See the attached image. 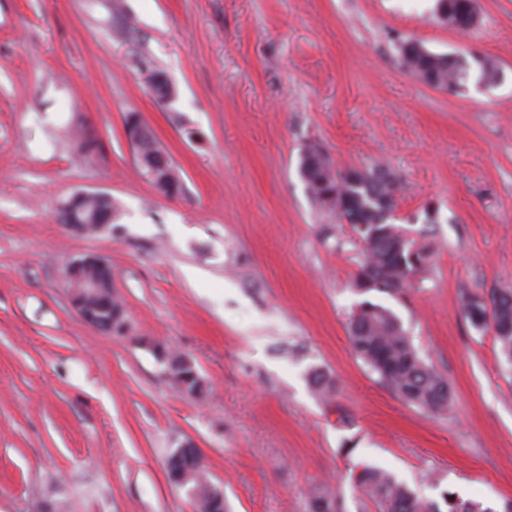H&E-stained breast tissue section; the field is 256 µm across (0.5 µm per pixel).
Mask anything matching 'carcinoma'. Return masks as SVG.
Listing matches in <instances>:
<instances>
[{"instance_id":"obj_1","label":"carcinoma","mask_w":512,"mask_h":512,"mask_svg":"<svg viewBox=\"0 0 512 512\" xmlns=\"http://www.w3.org/2000/svg\"><path fill=\"white\" fill-rule=\"evenodd\" d=\"M434 18L450 28L468 31L478 23L475 0H437ZM396 43L406 70L424 75L433 86L458 91L472 80L481 86H491L502 77L499 66L486 56L455 58L434 53L411 38L399 37ZM153 77L150 87L154 95L162 101L171 99L174 90L166 77L160 72ZM126 133L137 165L155 188L166 196L178 194L182 188L180 174L153 131L131 114L126 119ZM299 175L309 195L321 208L334 212L340 223L349 225L362 246L364 261L353 281L355 292L375 290L395 297L414 287L416 277L428 267L431 253L411 239L404 228L394 224L402 191L396 174L382 166L339 169L319 143L310 141L300 155ZM117 212L111 196L77 192L60 203L56 218L65 225L80 224L93 234L96 225L114 223ZM83 279L105 283L107 275L95 267L74 271L67 279L73 309L93 311L98 328L104 332L127 335L129 317L123 303L109 287L95 292L76 287ZM463 310L474 329L493 333L502 357L512 365V290L468 293L463 298ZM349 335L356 354L406 402L431 414L448 411L453 401L448 380L419 356L391 309L368 300L357 304ZM149 349L178 392L197 400L207 396L204 378L186 356L159 342L150 343ZM310 382L320 397H331L334 387L325 373L313 372ZM166 470L171 483L193 491L196 512H227L224 494L211 484L199 449H176L166 459ZM354 480L378 512H493L477 501L462 499L450 489L441 491V507L412 491L392 473L374 466H363ZM309 512L343 510L330 489L319 487L309 497Z\"/></svg>"}]
</instances>
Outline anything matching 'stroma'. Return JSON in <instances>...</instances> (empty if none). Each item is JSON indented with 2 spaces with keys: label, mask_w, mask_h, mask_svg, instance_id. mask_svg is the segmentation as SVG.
<instances>
[{
  "label": "stroma",
  "mask_w": 512,
  "mask_h": 512,
  "mask_svg": "<svg viewBox=\"0 0 512 512\" xmlns=\"http://www.w3.org/2000/svg\"><path fill=\"white\" fill-rule=\"evenodd\" d=\"M435 5L0 0V512H194L165 466L187 441L229 512H307L320 484L346 512H377L358 463L432 500L512 504V368L462 312L466 293L512 289V0H477L467 33ZM400 36L490 56L502 78L432 88L403 69ZM157 70L170 101L150 90ZM132 114L178 168V195L139 169ZM78 124L99 154H75ZM311 140L336 167L402 181L398 223L433 262L419 287L368 298L448 379L447 415L405 403L350 344L362 249L306 190ZM77 191L112 196L114 224L57 223ZM88 253L112 266L128 335L70 304L64 267ZM145 338L193 361L205 401L172 387ZM314 369L332 400L312 392Z\"/></svg>",
  "instance_id": "obj_1"
}]
</instances>
